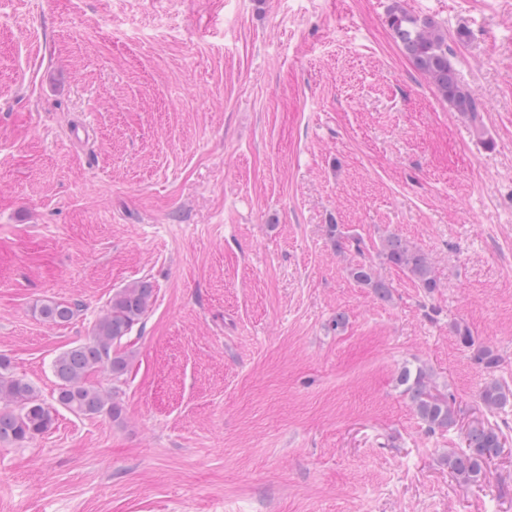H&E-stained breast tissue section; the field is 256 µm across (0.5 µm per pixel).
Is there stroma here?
Listing matches in <instances>:
<instances>
[{"label":"stroma","mask_w":512,"mask_h":512,"mask_svg":"<svg viewBox=\"0 0 512 512\" xmlns=\"http://www.w3.org/2000/svg\"><path fill=\"white\" fill-rule=\"evenodd\" d=\"M398 8L444 29L480 126L404 52ZM391 233L433 293L379 256ZM141 280L121 418L60 409L0 442V512H512V404L481 405L454 332L512 386V0H9L0 354L52 401L53 358ZM46 300L82 310L53 326ZM406 365L456 427L426 429ZM483 420L506 444L465 484L443 457ZM350 275L360 285L371 288L372 292L381 300H388L391 297V287L375 270L366 263L357 264L350 269Z\"/></svg>","instance_id":"1"}]
</instances>
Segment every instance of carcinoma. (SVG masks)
<instances>
[{
  "mask_svg": "<svg viewBox=\"0 0 512 512\" xmlns=\"http://www.w3.org/2000/svg\"><path fill=\"white\" fill-rule=\"evenodd\" d=\"M393 29L405 52L441 98L456 111L467 114L473 123H479L483 104L459 83L450 60L447 37L440 28L428 19L419 21L398 8L393 17ZM328 231L336 250L360 247L361 240L342 233L338 225H329ZM380 256L387 264L409 274L425 292L431 293L438 287L428 257L401 237L385 236L381 240ZM350 275L379 299L385 301L391 297L389 283L372 265L357 264L350 269ZM152 299L153 287L147 281L133 282L118 289L96 320L89 340L56 355L51 369L56 378L54 401L58 406L78 416L105 414L112 419L120 418L122 406L116 400V387L103 381L95 382L91 376L102 373L108 380L117 382L126 374L129 355L122 350L123 339L142 322ZM77 308L75 302L48 300L40 306L39 315L50 325L64 326L74 319ZM475 362L488 373L479 392L484 407L494 412L512 403V388L492 375L500 363L499 354L489 346H481ZM399 381L406 385L405 392L428 430L444 431L457 425L450 402L430 391V376L423 369L413 372L405 368ZM53 421L54 411L41 398L39 388L15 375L10 359L0 355V441L27 442L47 432ZM464 442L465 448L461 450L449 449L444 462L461 482L477 483L485 478L486 462L502 452L504 433L496 423L477 421L467 428Z\"/></svg>",
  "mask_w": 512,
  "mask_h": 512,
  "instance_id": "carcinoma-1",
  "label": "carcinoma"
}]
</instances>
